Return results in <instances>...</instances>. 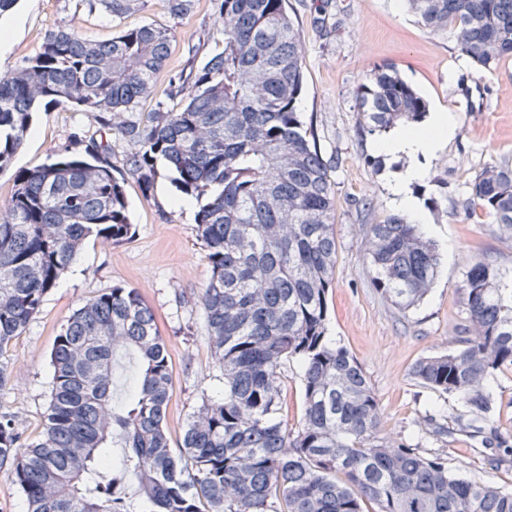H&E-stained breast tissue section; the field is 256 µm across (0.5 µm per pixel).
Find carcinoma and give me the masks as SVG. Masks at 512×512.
Wrapping results in <instances>:
<instances>
[{"label":"carcinoma","instance_id":"carcinoma-1","mask_svg":"<svg viewBox=\"0 0 512 512\" xmlns=\"http://www.w3.org/2000/svg\"><path fill=\"white\" fill-rule=\"evenodd\" d=\"M113 17L134 0H80ZM222 23L216 53L169 79L147 112L171 31L145 25L108 42L50 32L39 54L0 76V170L30 133L32 112L66 104L91 112L100 139L75 134L41 166L14 175L0 209V387L6 355L91 237L131 238L127 179L145 190L166 160L200 199L196 236L210 277L199 295L224 398H202L171 448L166 407L172 372L153 312L115 285L78 308L51 351L52 386L42 429L25 443L0 416V469L24 491L28 512H512V492L448 475L441 456L379 436L380 409L357 359L327 338L336 266L331 163L297 104L303 51L288 0H210ZM418 24L453 31L460 53L489 70L512 58V0H406ZM360 110L368 132L415 124L427 103L392 66L369 73ZM135 151L112 163L114 143ZM471 204L512 232V163L493 161ZM376 285L402 310L439 275L435 244L417 224L389 216L363 228ZM472 335L465 348L422 358L419 384L458 394L490 425V376L512 367V281L492 263L464 273ZM119 349L139 377L112 406ZM302 365L303 418L279 417L287 363ZM123 448L118 463L109 448Z\"/></svg>","mask_w":512,"mask_h":512}]
</instances>
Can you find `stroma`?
<instances>
[{
    "label": "stroma",
    "instance_id": "obj_1",
    "mask_svg": "<svg viewBox=\"0 0 512 512\" xmlns=\"http://www.w3.org/2000/svg\"><path fill=\"white\" fill-rule=\"evenodd\" d=\"M290 5L305 45L299 110L313 124L323 157L333 163L337 251L327 338L362 366L379 401L381 436L417 446L427 456H444L449 475L512 491V456L499 457L496 445L467 433L471 415L464 400L424 388L411 375L418 359L462 348L470 323L461 281L470 265L486 260L512 276V236L489 217H471L465 209L482 168L493 159L512 158V60L479 69L457 50L452 33H429L392 0H290ZM150 24L172 32L170 54L152 93L158 99L171 75L189 62L207 61L213 51L212 36L221 26L209 0H193L178 17L169 13L166 0H144L119 19L79 0H19L0 16V28L11 32L0 72L37 55L51 30L72 28L87 40L106 42L119 30ZM379 66L396 67L428 108L453 109L457 119L455 135L428 160L426 178L414 188L427 216L423 231L441 254L439 276L424 300L405 311L376 288L361 245L364 225L394 213L388 182L404 164L376 152L374 136L359 125L357 96L367 72ZM97 130L91 113L64 105L33 112L24 145L0 172V203L11 195L15 171L36 168L70 136L91 137ZM157 168L150 191L132 180L126 184L135 228L131 239L108 246L88 240L10 351L11 379L0 389V414L14 419L25 441L34 440L41 428L53 377L50 354L63 325L85 301L117 284L140 294L167 342L171 442H179L202 397L224 395L199 303L210 270L195 233L198 203L176 187L165 161ZM301 375L300 363L291 361L281 383L280 417L292 428L303 416ZM487 389L497 438L512 446V369L497 371ZM438 426L446 427V434L435 435Z\"/></svg>",
    "mask_w": 512,
    "mask_h": 512
}]
</instances>
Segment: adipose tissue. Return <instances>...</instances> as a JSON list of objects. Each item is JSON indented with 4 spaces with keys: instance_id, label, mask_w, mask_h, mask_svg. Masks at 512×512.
I'll use <instances>...</instances> for the list:
<instances>
[{
    "instance_id": "ef3b65f1",
    "label": "adipose tissue",
    "mask_w": 512,
    "mask_h": 512,
    "mask_svg": "<svg viewBox=\"0 0 512 512\" xmlns=\"http://www.w3.org/2000/svg\"><path fill=\"white\" fill-rule=\"evenodd\" d=\"M456 128L452 111L437 108L433 110L424 129L415 132L405 127H396L388 130L376 144L378 151L407 158L406 167L390 181L388 192L392 204L397 209L410 213L414 220L422 218L418 203L412 194L413 185L425 177L422 159L447 142Z\"/></svg>"
}]
</instances>
